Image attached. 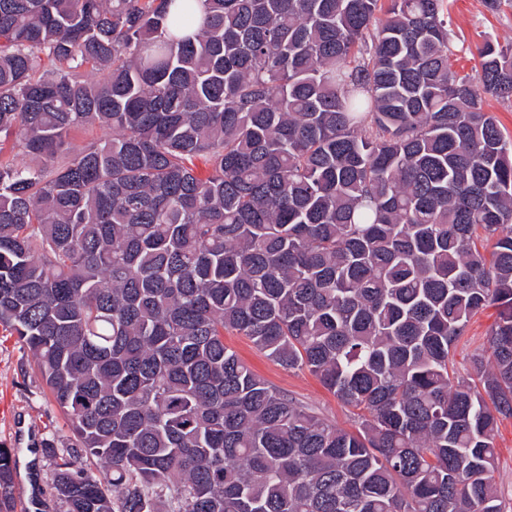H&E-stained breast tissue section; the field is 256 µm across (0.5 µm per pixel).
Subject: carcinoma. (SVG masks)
Returning a JSON list of instances; mask_svg holds the SVG:
<instances>
[{
	"mask_svg": "<svg viewBox=\"0 0 512 512\" xmlns=\"http://www.w3.org/2000/svg\"><path fill=\"white\" fill-rule=\"evenodd\" d=\"M196 2L0 0V327L69 423L57 499L503 512L512 134L486 104L512 101V44L461 77L447 0ZM93 126L112 136L74 142ZM490 304V354L459 376ZM226 332L315 375L355 430ZM14 469L1 446L0 512ZM497 313V308L490 306L470 320L464 337L458 344L453 356L454 370L464 374L469 368V359L473 353L482 350L489 353L490 332ZM224 344L233 349L239 358L255 373L273 386L288 392L297 400L309 405L324 418L337 425L354 429L352 413L344 407L307 370H286L259 351L244 336L224 333ZM496 443L498 459L493 480L504 511L512 512V418L504 420L500 425Z\"/></svg>",
	"mask_w": 512,
	"mask_h": 512,
	"instance_id": "carcinoma-1",
	"label": "carcinoma"
}]
</instances>
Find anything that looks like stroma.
<instances>
[{
	"instance_id": "1",
	"label": "stroma",
	"mask_w": 512,
	"mask_h": 512,
	"mask_svg": "<svg viewBox=\"0 0 512 512\" xmlns=\"http://www.w3.org/2000/svg\"><path fill=\"white\" fill-rule=\"evenodd\" d=\"M451 27L457 35L450 62L454 70L470 71L473 57L484 42L512 43V6L493 11L484 0H450ZM496 307H488L469 322L458 344L453 367L463 373L471 355L489 348ZM225 344L255 373L288 392L337 425L354 429L352 413L305 370H286L259 351L247 338L225 334ZM498 459L493 480L504 512H512V418L504 420L496 439ZM13 448L16 482L24 483L36 501L35 512H63L53 488L55 459L50 449L65 452L70 431L65 417L50 397L26 346L17 337L0 333V445Z\"/></svg>"
}]
</instances>
